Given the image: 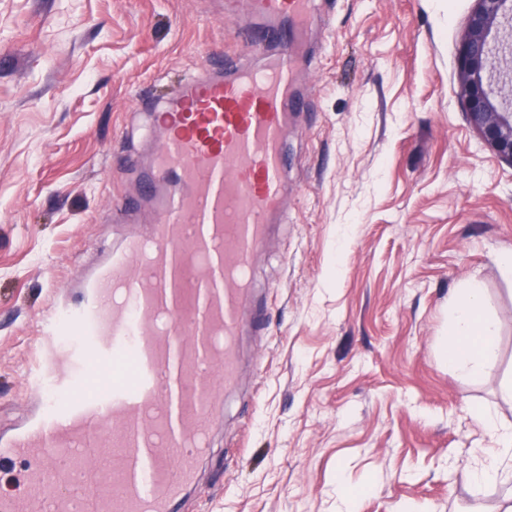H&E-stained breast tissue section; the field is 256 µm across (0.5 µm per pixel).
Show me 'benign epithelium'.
Wrapping results in <instances>:
<instances>
[{
  "label": "benign epithelium",
  "mask_w": 512,
  "mask_h": 512,
  "mask_svg": "<svg viewBox=\"0 0 512 512\" xmlns=\"http://www.w3.org/2000/svg\"><path fill=\"white\" fill-rule=\"evenodd\" d=\"M476 8L463 21L458 72L467 114L482 142L512 164V112H502L492 101L491 77L507 87L512 100V69L500 68L501 56L512 58V42L494 44L492 28L505 20L512 25V0H475Z\"/></svg>",
  "instance_id": "1"
}]
</instances>
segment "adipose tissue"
Instances as JSON below:
<instances>
[{"label": "adipose tissue", "instance_id": "obj_1", "mask_svg": "<svg viewBox=\"0 0 512 512\" xmlns=\"http://www.w3.org/2000/svg\"><path fill=\"white\" fill-rule=\"evenodd\" d=\"M499 330L498 320L487 316L484 311L479 284L474 283L463 289L455 299L448 322L445 352L449 366L467 374L486 370L495 353ZM481 419L492 433L497 434L501 454L486 457L478 467L462 466L463 478L475 484L491 483L506 476L502 460L506 457L512 459V430L500 429L491 413H482Z\"/></svg>", "mask_w": 512, "mask_h": 512}]
</instances>
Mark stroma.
Listing matches in <instances>:
<instances>
[{
  "mask_svg": "<svg viewBox=\"0 0 512 512\" xmlns=\"http://www.w3.org/2000/svg\"><path fill=\"white\" fill-rule=\"evenodd\" d=\"M474 0H326L294 114L288 221L271 225L252 287L266 331L239 338L214 451L179 512H502L512 480L466 483L475 417L512 427V165L458 96ZM225 0H0V429L26 414L39 318L129 235L113 202L147 159L129 126L220 58L260 63ZM479 283L495 357L448 366L450 307Z\"/></svg>",
  "mask_w": 512,
  "mask_h": 512,
  "instance_id": "35a3bbf8",
  "label": "stroma"
}]
</instances>
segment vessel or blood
<instances>
[{
  "label": "vessel or blood",
  "instance_id": "1",
  "mask_svg": "<svg viewBox=\"0 0 512 512\" xmlns=\"http://www.w3.org/2000/svg\"><path fill=\"white\" fill-rule=\"evenodd\" d=\"M238 4L266 61L208 66L159 108L144 194L113 210L136 231L43 319L28 380L40 407L0 434V470L27 461L28 492L1 493L0 512H175L198 481L237 382L255 259L288 218L284 130L308 108L297 82L310 0ZM219 270L196 309L198 284ZM91 354L131 357L132 377L86 397Z\"/></svg>",
  "mask_w": 512,
  "mask_h": 512
}]
</instances>
